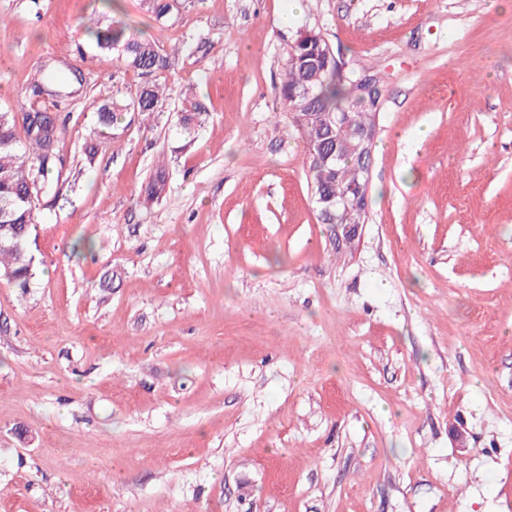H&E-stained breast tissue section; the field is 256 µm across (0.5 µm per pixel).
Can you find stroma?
Instances as JSON below:
<instances>
[{
    "instance_id": "obj_1",
    "label": "stroma",
    "mask_w": 512,
    "mask_h": 512,
    "mask_svg": "<svg viewBox=\"0 0 512 512\" xmlns=\"http://www.w3.org/2000/svg\"><path fill=\"white\" fill-rule=\"evenodd\" d=\"M501 0H0V110L69 177L0 280V512H512V8ZM179 44L169 109L91 22ZM322 33L385 100L364 224H324L277 95ZM79 95L32 96L44 62ZM204 105L194 137L180 97ZM166 188L149 199L157 163ZM96 48L101 52H112L116 60L125 67L132 68L147 79L134 96L128 99L105 101L96 107V136L85 143V155L92 159L101 145V138L112 135L122 112H137L150 118L162 112L169 99L166 86L153 82L152 77L167 69L170 55L154 38L129 31L126 27L112 24L106 28L88 27Z\"/></svg>"
}]
</instances>
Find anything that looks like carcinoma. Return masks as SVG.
I'll list each match as a JSON object with an SVG mask.
<instances>
[{
    "label": "carcinoma",
    "instance_id": "cac0c4a2",
    "mask_svg": "<svg viewBox=\"0 0 512 512\" xmlns=\"http://www.w3.org/2000/svg\"><path fill=\"white\" fill-rule=\"evenodd\" d=\"M96 48L110 52L116 60L146 77L134 96L116 98L96 107V136L85 143V155L92 159L98 152L101 139L112 134L123 112H136L147 118L163 111L169 99L166 86L151 77L167 69L170 55L154 38L131 32L126 27L112 24L105 28L89 27ZM314 50L311 45H299L286 51L284 74L278 86L284 108H289L288 95L299 90L313 75L319 93V107L323 112L348 113L347 123L330 130L321 120L313 118L302 126L309 151L320 148L337 150L338 157L325 164L313 158L306 164V176L315 191L329 196L342 194L352 182L350 158L346 147L357 140L366 113L361 103L362 93L357 84L359 71L345 79L336 76L335 67L317 60L314 68H303L298 58ZM82 86L74 72L54 73L44 83L35 77L30 81L32 90H43L50 96L67 98ZM205 107L189 98L183 99L181 127L191 133ZM62 128L56 116L40 108H30L17 125L9 112H0V271L11 276V283L26 292L35 277L29 256V241L36 224V211L40 201L58 191L62 165L56 159V146Z\"/></svg>",
    "mask_w": 512,
    "mask_h": 512
}]
</instances>
